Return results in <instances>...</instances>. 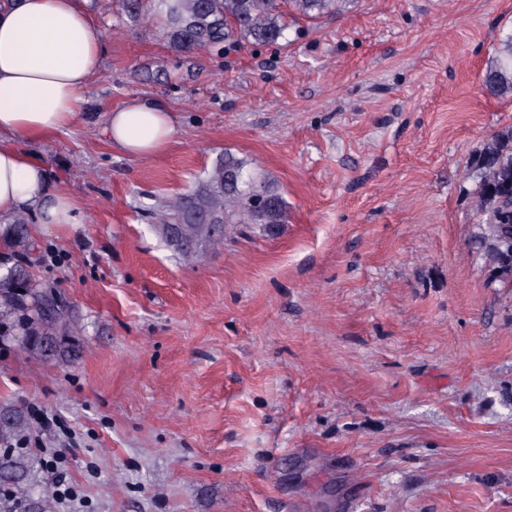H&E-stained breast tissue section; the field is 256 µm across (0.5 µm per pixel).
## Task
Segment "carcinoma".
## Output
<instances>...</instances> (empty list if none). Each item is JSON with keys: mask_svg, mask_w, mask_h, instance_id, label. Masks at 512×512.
<instances>
[{"mask_svg": "<svg viewBox=\"0 0 512 512\" xmlns=\"http://www.w3.org/2000/svg\"><path fill=\"white\" fill-rule=\"evenodd\" d=\"M340 0H178L170 12V39L174 49L190 57L202 49L221 51L234 43L273 44L283 37L285 17L316 19L337 11ZM485 94L512 97V33L500 40L496 59L485 69L481 83ZM244 160L226 152L196 180L188 192L150 212L157 226L175 225L166 244L187 265L207 248H218L224 239L214 235L217 224L234 228L255 224L267 235L277 234L288 223V203L278 187L257 181L245 170ZM469 174L475 182V208L483 226L478 241L493 262L495 277L512 286V127L489 137L470 157ZM27 213L13 221L14 246L31 247ZM19 276H0V301L16 305ZM43 310L23 325L27 336L48 331Z\"/></svg>", "mask_w": 512, "mask_h": 512, "instance_id": "carcinoma-1", "label": "carcinoma"}]
</instances>
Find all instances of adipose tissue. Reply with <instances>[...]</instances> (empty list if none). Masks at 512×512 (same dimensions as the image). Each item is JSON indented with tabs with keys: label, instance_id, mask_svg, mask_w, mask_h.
Returning <instances> with one entry per match:
<instances>
[{
	"label": "adipose tissue",
	"instance_id": "ef3b65f1",
	"mask_svg": "<svg viewBox=\"0 0 512 512\" xmlns=\"http://www.w3.org/2000/svg\"><path fill=\"white\" fill-rule=\"evenodd\" d=\"M103 51V34L78 0L0 8V222L30 212L43 225L81 223L76 197L52 185L30 147L85 118ZM104 133L112 146L146 159L175 141L179 119L165 99L135 96L106 113Z\"/></svg>",
	"mask_w": 512,
	"mask_h": 512
}]
</instances>
